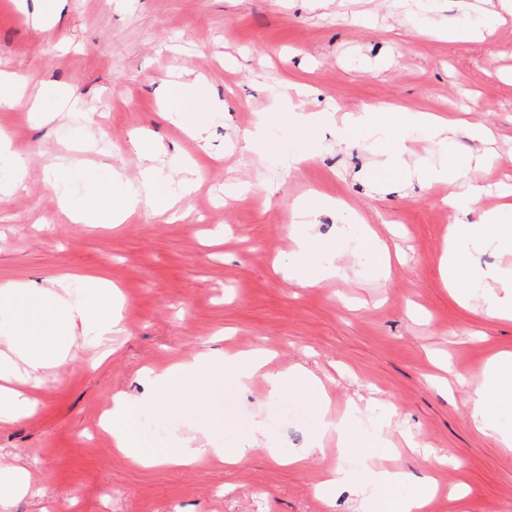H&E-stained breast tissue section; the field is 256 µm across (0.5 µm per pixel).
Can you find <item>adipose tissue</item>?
I'll return each mask as SVG.
<instances>
[{
    "mask_svg": "<svg viewBox=\"0 0 512 512\" xmlns=\"http://www.w3.org/2000/svg\"><path fill=\"white\" fill-rule=\"evenodd\" d=\"M485 165L486 157L482 154L465 157L452 155L444 164L427 170L417 167L412 174L423 186L466 178L469 199L475 202L485 193L481 179ZM174 204V197L161 188L153 167L148 166L142 171L139 181L128 184L120 193H102L93 218L98 224H120L143 208L158 216L166 215L172 211ZM464 233L469 234L474 249L491 248L510 256L512 216L505 217L495 211L480 213L477 220L463 225L461 230L452 231L449 248L440 260L443 276L450 287L484 286V313L512 320V266L482 270L469 279H462L457 242ZM292 239L295 248L283 269L291 283L308 287L325 278L344 275L345 269L339 263L340 251L336 242L322 240L306 231L293 233ZM313 254L322 255V263L310 262L309 257ZM83 282L87 296L80 303H70L56 291L44 292L49 311L64 310L65 317L60 320L52 316L36 328L27 319L25 300H13L16 318L6 347L0 351V422L18 421L34 410L45 368L61 367L75 361L76 356L71 353L67 340L73 337L76 326L92 328L104 340L119 332L120 316L109 282L98 275L85 276ZM266 363L265 351L256 348L228 351L218 360L212 354L203 353L193 362L148 373L149 393L138 400L116 397L112 413L104 419L103 425L111 430L118 447L144 466L167 464L188 467L206 458L228 466L234 465L258 449L260 439H250L237 448H210L191 439L179 448H161L141 441L133 431V423L141 410L156 406L169 395L181 392L188 378L205 381L220 368L233 374L244 386L255 378H265L270 396L287 392L306 396L320 405L325 404L323 385L309 371L296 367L268 374L264 371ZM470 384V417L473 425L495 436L503 447L511 448L512 432L499 431L494 416L512 410V353L493 358L480 374L471 378ZM360 468L362 473L358 476L341 468L331 471L322 482V489L328 492L341 485L356 486L359 506L366 512L374 504L387 503L390 490L407 479L404 471L383 468L370 455L364 456Z\"/></svg>",
    "mask_w": 512,
    "mask_h": 512,
    "instance_id": "1",
    "label": "adipose tissue"
}]
</instances>
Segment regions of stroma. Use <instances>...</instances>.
Returning a JSON list of instances; mask_svg holds the SVG:
<instances>
[{"mask_svg":"<svg viewBox=\"0 0 512 512\" xmlns=\"http://www.w3.org/2000/svg\"><path fill=\"white\" fill-rule=\"evenodd\" d=\"M474 2L58 0L37 25L19 0H0V71L18 74L26 95L42 97L38 112L24 103L0 110L22 177L19 190L0 192V285L62 281L76 303L85 295L82 275H103L122 293L126 328L106 342L78 330L76 361L44 370L36 412L0 423V467L23 469L39 490L0 512H353L352 487L327 497L319 484L367 453L408 474L393 498L437 479L425 512H512V450L474 428L469 387L427 381L437 359L476 373L512 350V322L483 315L477 289L460 305L442 278L448 228L473 205L463 181L423 189L405 167L384 163L404 145L407 165L488 152L499 162L486 169L489 191L475 206L499 204L497 185L512 177V14L489 22ZM447 27L473 38L448 40ZM199 75L204 95L182 124L169 123L163 102L182 95L175 78ZM292 82L317 93L289 96ZM60 89L92 102L99 132L54 118ZM217 99L224 109H212ZM284 99L294 112L397 109L348 130L272 121L265 146L276 151L274 162L235 150ZM462 110L468 127L442 149L428 128L399 121L403 111ZM137 132L158 142L156 173L177 186L169 161L180 157L194 191L170 217L143 209L123 224L73 223L71 211L111 186L113 172L138 178L143 162L129 145ZM62 158L70 167L58 179L52 166ZM312 191L351 207L342 215L322 209L312 228L339 238L347 275L302 288L282 268L291 257L293 206ZM376 237L388 247L389 267ZM256 346L272 352L270 372L302 366L320 378L332 416L361 407L344 439L324 436L322 453L280 464L311 439L315 405L269 397L260 380L240 388L229 374L210 386L205 403L142 411L134 430L167 448L193 435L215 448L261 436L264 448L236 465L144 468L102 428L115 394H145L144 368ZM391 404L398 414L384 444H375L374 427ZM423 450L454 461L426 468Z\"/></svg>","mask_w":512,"mask_h":512,"instance_id":"35a3bbf8","label":"stroma"}]
</instances>
